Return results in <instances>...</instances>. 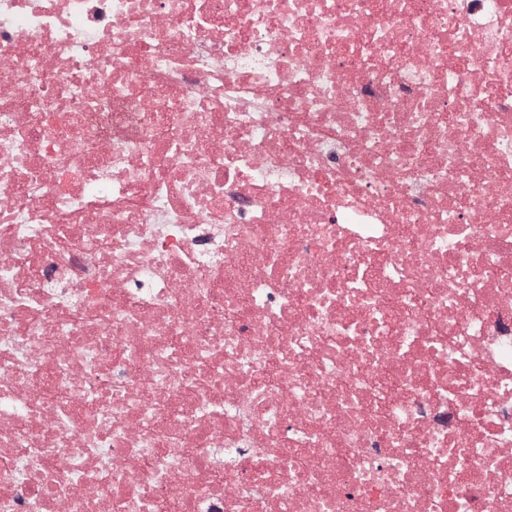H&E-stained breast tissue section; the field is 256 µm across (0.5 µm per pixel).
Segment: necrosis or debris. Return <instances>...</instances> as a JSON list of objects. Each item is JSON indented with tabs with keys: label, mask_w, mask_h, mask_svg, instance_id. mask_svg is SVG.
Segmentation results:
<instances>
[{
	"label": "necrosis or debris",
	"mask_w": 512,
	"mask_h": 512,
	"mask_svg": "<svg viewBox=\"0 0 512 512\" xmlns=\"http://www.w3.org/2000/svg\"><path fill=\"white\" fill-rule=\"evenodd\" d=\"M0 512H512V0H0Z\"/></svg>",
	"instance_id": "4bbe7bcc"
}]
</instances>
